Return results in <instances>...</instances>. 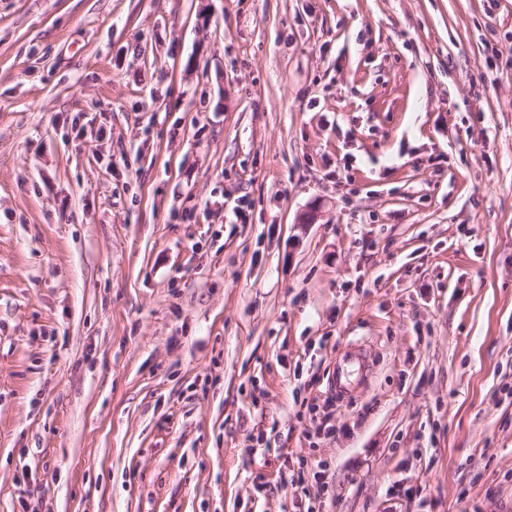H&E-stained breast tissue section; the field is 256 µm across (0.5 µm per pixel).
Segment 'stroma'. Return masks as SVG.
I'll list each match as a JSON object with an SVG mask.
<instances>
[{
  "label": "stroma",
  "mask_w": 512,
  "mask_h": 512,
  "mask_svg": "<svg viewBox=\"0 0 512 512\" xmlns=\"http://www.w3.org/2000/svg\"><path fill=\"white\" fill-rule=\"evenodd\" d=\"M509 37L0 0V512H512Z\"/></svg>",
  "instance_id": "obj_1"
}]
</instances>
